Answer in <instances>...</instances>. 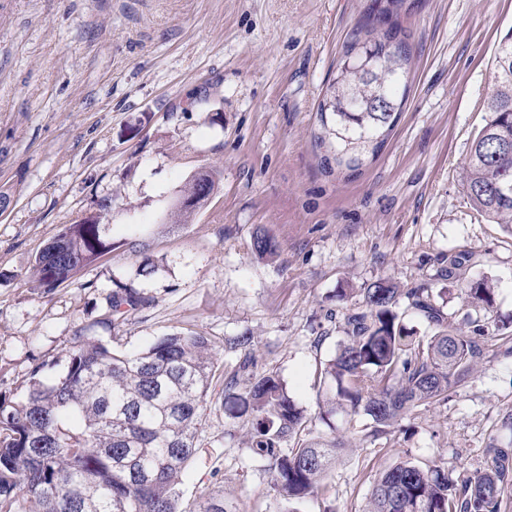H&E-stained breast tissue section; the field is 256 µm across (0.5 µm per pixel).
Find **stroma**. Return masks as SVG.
I'll return each instance as SVG.
<instances>
[{
    "label": "stroma",
    "mask_w": 512,
    "mask_h": 512,
    "mask_svg": "<svg viewBox=\"0 0 512 512\" xmlns=\"http://www.w3.org/2000/svg\"><path fill=\"white\" fill-rule=\"evenodd\" d=\"M367 0H0V394L23 401L35 364L50 384L77 337L134 352L168 334L207 337L218 378L202 409L178 512L223 494L235 512H367L374 480L399 461L455 482L512 451V234L477 211L461 181L512 0H412L409 93L361 173L324 170L317 107ZM221 181L186 224L185 183ZM111 212H104V205ZM112 226V251L45 292L37 253L60 225ZM278 244L259 258L256 232ZM451 252L494 286L464 302L442 272ZM432 289L450 323L483 326L484 354L447 402L375 433L368 415L322 416L319 374L361 297L344 282ZM147 304L111 315L117 285ZM251 337L256 373L276 372L312 436L345 449L317 493L288 507L224 380Z\"/></svg>",
    "instance_id": "35a3bbf8"
}]
</instances>
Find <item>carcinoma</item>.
<instances>
[{"label": "carcinoma", "instance_id": "1", "mask_svg": "<svg viewBox=\"0 0 512 512\" xmlns=\"http://www.w3.org/2000/svg\"><path fill=\"white\" fill-rule=\"evenodd\" d=\"M407 0H370L343 45L336 77L320 101L322 143L335 139L336 170H358L377 154L394 126L412 69ZM512 35L501 40L487 118L470 146L463 185L474 207L512 234ZM220 174L204 171L185 185L172 211L185 224L206 204ZM110 225L63 224L38 253L36 287L47 292L112 251ZM252 250L277 253L268 234L257 233ZM466 257L448 254L444 276L467 302L492 307L486 278L460 277ZM366 310L347 318L346 340L321 372L337 383V395L353 414L372 419L375 432L424 406L443 403L483 356L479 338L447 323L429 288L401 290L380 278L362 289ZM437 328L426 343L402 324L401 298ZM145 304L124 286L112 292V316L120 319ZM245 357L244 395L224 411L246 417L251 447L265 458L273 487L298 502L314 494L336 462V440L306 439L309 420L274 372L255 375ZM209 339L172 334L147 349L116 353L100 341L79 337L65 375L52 384L33 380L27 398L0 396V512H177L176 487L194 455L201 408L215 378ZM290 443L288 451L282 446ZM509 476L508 455L494 449V464L456 484L434 467L410 460L383 473L371 491L372 512H500Z\"/></svg>", "mask_w": 512, "mask_h": 512}]
</instances>
